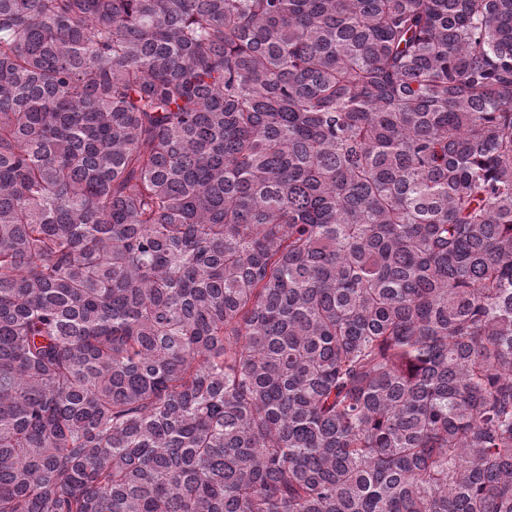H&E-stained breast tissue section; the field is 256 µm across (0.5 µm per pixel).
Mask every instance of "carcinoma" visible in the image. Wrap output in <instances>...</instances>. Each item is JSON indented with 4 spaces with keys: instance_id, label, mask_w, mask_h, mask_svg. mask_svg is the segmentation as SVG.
Masks as SVG:
<instances>
[{
    "instance_id": "obj_1",
    "label": "carcinoma",
    "mask_w": 512,
    "mask_h": 512,
    "mask_svg": "<svg viewBox=\"0 0 512 512\" xmlns=\"http://www.w3.org/2000/svg\"><path fill=\"white\" fill-rule=\"evenodd\" d=\"M0 512H512V0H0Z\"/></svg>"
}]
</instances>
